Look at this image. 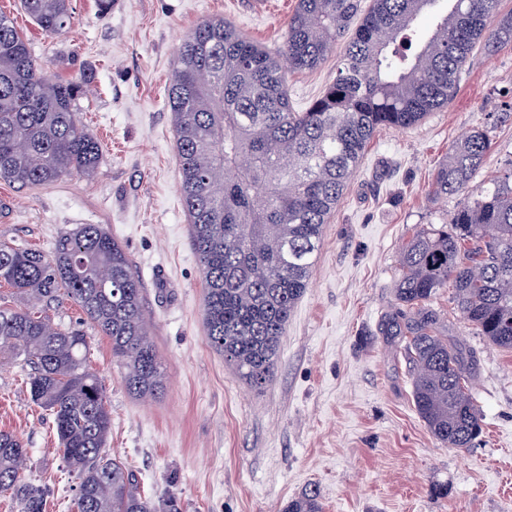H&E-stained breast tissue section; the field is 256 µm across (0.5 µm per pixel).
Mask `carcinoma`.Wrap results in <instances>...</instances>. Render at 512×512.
<instances>
[{
    "instance_id": "cac0c4a2",
    "label": "carcinoma",
    "mask_w": 512,
    "mask_h": 512,
    "mask_svg": "<svg viewBox=\"0 0 512 512\" xmlns=\"http://www.w3.org/2000/svg\"><path fill=\"white\" fill-rule=\"evenodd\" d=\"M297 0L277 52L214 19L178 50L168 94L182 201L203 280L210 345L255 388L273 378L281 340L303 296L323 232L367 144L382 126L409 128L448 106L477 48L512 44V12L500 0ZM47 34L70 24L69 0H22ZM433 14L428 35L417 21ZM336 77L304 109H292L286 72L313 71L348 33ZM91 82L51 78L25 37L0 14V179L22 186L73 172L96 174L98 139L74 118ZM491 148L474 129L448 150L430 194L463 196L447 229L416 231L403 247L395 306L378 335L403 343L413 404L432 436L470 448L482 416L469 393L473 355L448 338L431 301L454 288L464 323L512 350V171L475 185ZM107 271L110 287L99 273ZM35 302L0 304V365L29 369L31 401L49 412L64 462L79 480L77 512H157L136 475L105 454L111 417L105 387L86 364L79 329L51 323L38 304L65 296L106 336L125 368L126 390L161 394L165 372L143 308V288L123 248L100 224L59 237L53 255L0 243V287ZM28 449L0 431V492L20 512H44L45 491L22 476ZM284 512H322L309 489Z\"/></svg>"
}]
</instances>
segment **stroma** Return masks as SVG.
<instances>
[{"instance_id": "obj_1", "label": "stroma", "mask_w": 512, "mask_h": 512, "mask_svg": "<svg viewBox=\"0 0 512 512\" xmlns=\"http://www.w3.org/2000/svg\"><path fill=\"white\" fill-rule=\"evenodd\" d=\"M295 5L268 0L258 14L249 0H111L103 13L97 0H70L69 28L46 35L20 0H0L49 75H91L75 112L102 146L91 177L26 187L0 179V241L49 254L77 225L101 224L127 251L166 374L161 396L127 392L109 340L72 301L59 298L48 314L86 334L112 418L105 452L134 470L154 501L174 498L181 512H282L312 487L324 512H512V351L462 321L452 289L437 294L450 336L475 356L471 393L483 419L474 447L451 449L418 417L403 353L377 334L394 304L401 249L459 202L429 193L449 147L482 127L492 147L477 180L512 166V45L475 51L453 101L420 125L375 132L324 226L265 388L239 380L207 340L168 107L178 48L198 24L221 18L276 49ZM339 59L289 73L294 108L333 79ZM0 430L26 445V479L49 490L45 512H77L78 479L17 365L0 366ZM438 484L447 496L435 494Z\"/></svg>"}]
</instances>
